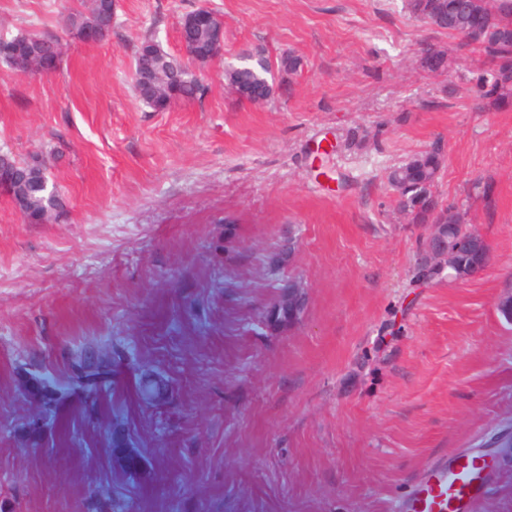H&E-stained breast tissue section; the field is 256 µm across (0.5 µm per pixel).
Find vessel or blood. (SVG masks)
Wrapping results in <instances>:
<instances>
[{"label":"vessel or blood","instance_id":"b4317fda","mask_svg":"<svg viewBox=\"0 0 512 512\" xmlns=\"http://www.w3.org/2000/svg\"><path fill=\"white\" fill-rule=\"evenodd\" d=\"M492 473L490 458L479 451L438 456L415 478L401 512H474Z\"/></svg>","mask_w":512,"mask_h":512}]
</instances>
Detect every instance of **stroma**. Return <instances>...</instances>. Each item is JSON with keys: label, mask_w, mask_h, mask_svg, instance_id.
Here are the masks:
<instances>
[{"label": "stroma", "mask_w": 512, "mask_h": 512, "mask_svg": "<svg viewBox=\"0 0 512 512\" xmlns=\"http://www.w3.org/2000/svg\"><path fill=\"white\" fill-rule=\"evenodd\" d=\"M405 0H114L109 40L78 0H0V33L58 37L50 74L0 63V152L48 155L63 201L27 220L0 189V512H395L437 454L499 467L476 512H512V110L467 68L431 74ZM224 24L201 64L179 29ZM200 78L138 98L146 33ZM249 53L301 59L239 99ZM440 148L442 204L489 246L469 279L422 277L426 234L388 174ZM305 303L269 315L288 282ZM68 22L76 34H80L81 30L89 24H94L104 30L106 36L112 33V14L104 12L99 4L95 8L90 6L88 15L83 12L70 13ZM212 20H216L220 27L212 26ZM206 32L209 39L218 50V54L209 61L217 58L223 53L224 49V26L223 23L217 18L216 14L209 8L202 7L199 10L192 12L188 15L180 26V37L184 50L186 53L196 60L195 46L196 39L200 34ZM257 65L245 63L238 67L225 71V79L228 88L241 98L251 102L264 99L266 90L274 89L273 82H269L270 70L264 63Z\"/></svg>", "instance_id": "35a3bbf8"}]
</instances>
